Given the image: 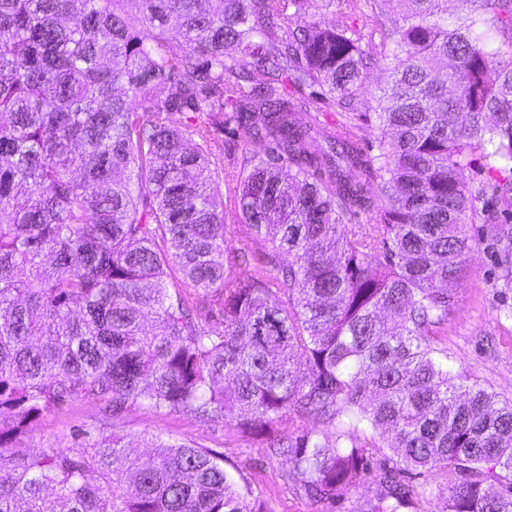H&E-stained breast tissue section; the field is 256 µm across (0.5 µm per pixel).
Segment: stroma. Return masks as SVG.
I'll list each match as a JSON object with an SVG mask.
<instances>
[{"instance_id": "35a3bbf8", "label": "stroma", "mask_w": 512, "mask_h": 512, "mask_svg": "<svg viewBox=\"0 0 512 512\" xmlns=\"http://www.w3.org/2000/svg\"><path fill=\"white\" fill-rule=\"evenodd\" d=\"M486 208L491 222L478 224L468 276L452 289L456 306L448 316L446 346L454 373L466 374L501 399L512 400V288L500 285L497 245L489 233L491 224H512V213L499 209L492 199ZM102 431L125 435L132 452L140 456L150 436L211 449L260 491L266 512L325 510L304 494L288 463L268 457L259 440L184 412L144 406L116 412L105 400H75L44 415L25 447L32 451L52 442L75 448L83 438H95Z\"/></svg>"}]
</instances>
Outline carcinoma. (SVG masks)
<instances>
[{"label": "carcinoma", "instance_id": "1", "mask_svg": "<svg viewBox=\"0 0 512 512\" xmlns=\"http://www.w3.org/2000/svg\"><path fill=\"white\" fill-rule=\"evenodd\" d=\"M365 3L373 51L292 27L310 0H0V512H264L194 444L19 451L78 398L230 423L320 503L372 479L363 512H403L405 475L441 472L440 512H512V403L441 346L484 211L473 156L512 206V0ZM286 80L349 122L320 124ZM226 133L265 155L224 176ZM493 231L511 288L512 227ZM287 414L323 430L285 435Z\"/></svg>", "mask_w": 512, "mask_h": 512}]
</instances>
